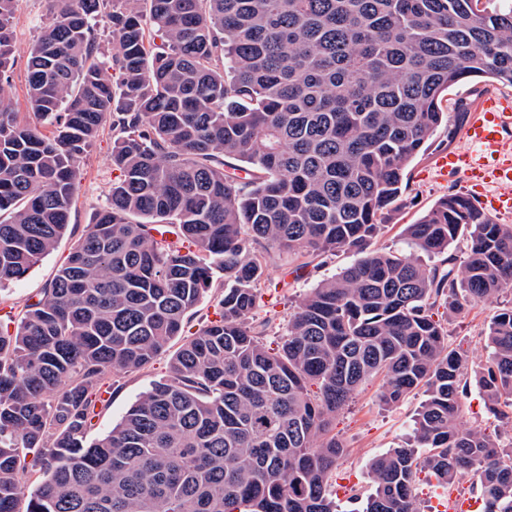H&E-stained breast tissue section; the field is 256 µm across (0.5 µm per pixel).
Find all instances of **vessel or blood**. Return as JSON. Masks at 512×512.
I'll list each match as a JSON object with an SVG mask.
<instances>
[{"label": "vessel or blood", "mask_w": 512, "mask_h": 512, "mask_svg": "<svg viewBox=\"0 0 512 512\" xmlns=\"http://www.w3.org/2000/svg\"><path fill=\"white\" fill-rule=\"evenodd\" d=\"M512 129V101L486 98L472 109L465 130L466 150L437 156L438 172L456 171L476 186L499 184L498 192L483 196L480 205L502 215L512 213V146L504 134Z\"/></svg>", "instance_id": "b4317fda"}]
</instances>
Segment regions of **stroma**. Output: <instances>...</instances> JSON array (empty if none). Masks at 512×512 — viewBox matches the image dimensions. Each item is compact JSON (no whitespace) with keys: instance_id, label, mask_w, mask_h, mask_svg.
Here are the masks:
<instances>
[{"instance_id":"obj_1","label":"stroma","mask_w":512,"mask_h":512,"mask_svg":"<svg viewBox=\"0 0 512 512\" xmlns=\"http://www.w3.org/2000/svg\"><path fill=\"white\" fill-rule=\"evenodd\" d=\"M49 17L48 0H19L14 14L15 61L6 90L22 112L27 109L29 52ZM485 95L512 98V87L490 80L479 83L466 80L444 96L441 108L448 115V123L438 128L428 151L408 167L402 194L379 233L370 241V250L408 253L405 225L417 222L442 197L468 193L469 187L462 175L453 172L444 176L437 174L434 160L440 154L465 147L464 128L470 118L469 106ZM111 153L112 128L107 125L80 163L82 179L67 233L24 278L6 284L0 290V300L9 305L23 304L45 288L66 262L85 225L107 199L113 178ZM266 260L265 274L259 284L262 301L255 318L268 322L267 339L273 342L284 332L289 316L310 289L352 264L355 255L350 251L338 252L300 277L294 273L296 262L288 252L269 249ZM510 304L512 292H505L466 308L460 315L444 319L449 343L462 346L472 369L483 367L488 360L485 331L497 311ZM170 358V351H166L141 370L113 375L110 401L94 418L90 438L110 431L142 393L167 376ZM379 386L376 380L365 383L333 421V432L342 442L344 452L329 477V490L341 512H360L371 490V460L411 438L414 416L424 398L422 390L418 389L399 405L388 408L379 400ZM460 422L466 427L478 426L498 432L502 443L512 442V425L498 421L489 413L479 388H471L463 399Z\"/></svg>"}]
</instances>
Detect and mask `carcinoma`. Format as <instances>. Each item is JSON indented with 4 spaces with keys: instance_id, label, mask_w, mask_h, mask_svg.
<instances>
[{
    "instance_id": "carcinoma-1",
    "label": "carcinoma",
    "mask_w": 512,
    "mask_h": 512,
    "mask_svg": "<svg viewBox=\"0 0 512 512\" xmlns=\"http://www.w3.org/2000/svg\"><path fill=\"white\" fill-rule=\"evenodd\" d=\"M21 116L5 95L17 0H0V287L67 232L79 164L106 122V203L21 310L0 309V512H338L332 421L367 381L390 407L424 389L412 442L371 464L362 512H417L429 472L512 512V442L459 425L476 383L512 422V306L467 354L434 319L512 287V224L449 194L405 228L426 265L369 252L405 172L468 78L512 86V0H50ZM116 51L99 60L94 26ZM321 280L280 345L253 321L258 244ZM224 274L216 318L105 435L100 389L182 335Z\"/></svg>"
}]
</instances>
